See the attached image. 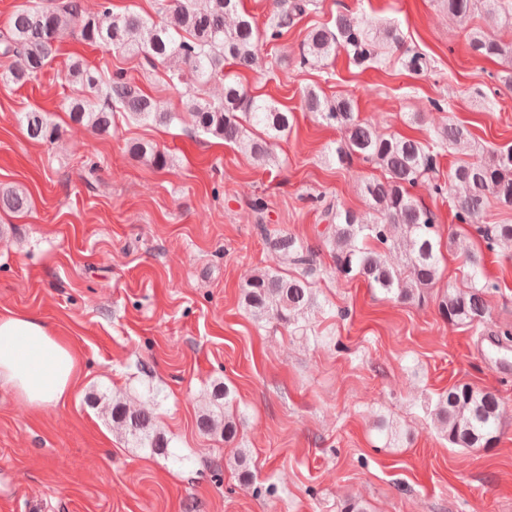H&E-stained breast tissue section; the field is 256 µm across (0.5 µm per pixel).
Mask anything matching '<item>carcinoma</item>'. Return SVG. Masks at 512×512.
<instances>
[{
  "mask_svg": "<svg viewBox=\"0 0 512 512\" xmlns=\"http://www.w3.org/2000/svg\"><path fill=\"white\" fill-rule=\"evenodd\" d=\"M46 5L18 7L10 17L8 30L0 36V55L15 63L0 73V82L18 85L37 76L54 53V43L73 29L90 45L140 56L149 65L170 64L169 80L181 84L189 79L202 86L224 83L223 97L212 102L200 97L190 100L187 115L197 132L210 134L237 145L255 161L275 162L271 140L280 137L292 123V113L274 101L248 93L235 79L224 74V63L252 68L259 60L261 44L279 39L296 17L304 14L311 0H279V10L269 23L259 26L249 14L238 10L239 0H168L164 18L156 22L135 12L112 13L111 0H99L95 13L85 11L83 0H45ZM448 16L458 24L468 23L476 11L483 12L487 28L470 30V46L484 58L502 60L505 69L497 76L512 88V43L498 38L494 30L512 28V13L499 10V0H444ZM392 45L400 52L401 64L419 73L428 69L426 56L406 46L395 26L374 28L347 14L336 15L334 24L318 25L307 31L299 47V65L315 66L343 51L360 67L383 63L381 48ZM69 77L80 83L89 96L68 100L66 110L73 123L103 133L112 129L118 115L138 121L169 126L183 122L179 112L166 110L121 69L105 66L87 68L79 62L69 68ZM305 109L328 126L338 128L332 159L353 170L356 160L372 162L385 176L361 181L370 215L327 204L323 244L333 253L336 273L345 279H362L372 288L403 302L424 303L428 290L440 279V240L437 216L411 193L418 183L438 171L441 152L470 138L463 125L451 123L435 132L428 143L379 133L354 112L349 96L328 99L312 89L304 99ZM20 122L35 141H51L58 128L37 110L23 112ZM259 128L264 136L253 137L247 126ZM129 151L149 157L159 169L170 166V157L151 144L135 142ZM462 188L452 198L454 219L470 224L481 237L483 247H473L465 237L448 236V250L462 255L470 278L482 276L484 256L512 251V224H488L489 198L512 207V146L493 148L487 156L460 161L448 170V180L431 186L443 196L448 187ZM0 204L16 211L27 205L26 193L17 188L0 192ZM271 247L299 269L284 277L265 270L248 277L241 286V301L257 320L268 315L284 326L303 329L318 309L310 278L317 271L319 250L305 246L286 233H271L259 224ZM405 249L407 269L392 267L387 253ZM487 282L468 289L448 288L438 301V310L451 323L482 327L489 311L484 299ZM234 391L225 383L213 386L209 408L199 418V427L218 433L224 443L233 444L239 431L236 416L229 411ZM432 414L443 436L453 448H491L500 434V401L496 393L476 389L468 383L454 385L438 395ZM112 423L131 438L138 448L154 454L169 453L168 441L154 427V416L145 408H133L121 399L112 400Z\"/></svg>",
  "mask_w": 512,
  "mask_h": 512,
  "instance_id": "cac0c4a2",
  "label": "carcinoma"
}]
</instances>
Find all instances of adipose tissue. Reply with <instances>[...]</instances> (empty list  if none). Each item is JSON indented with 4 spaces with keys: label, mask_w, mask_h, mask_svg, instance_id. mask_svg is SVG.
I'll use <instances>...</instances> for the list:
<instances>
[{
    "label": "adipose tissue",
    "mask_w": 512,
    "mask_h": 512,
    "mask_svg": "<svg viewBox=\"0 0 512 512\" xmlns=\"http://www.w3.org/2000/svg\"><path fill=\"white\" fill-rule=\"evenodd\" d=\"M80 375L71 343L38 318L0 313V386L34 410L65 402Z\"/></svg>",
    "instance_id": "adipose-tissue-1"
}]
</instances>
